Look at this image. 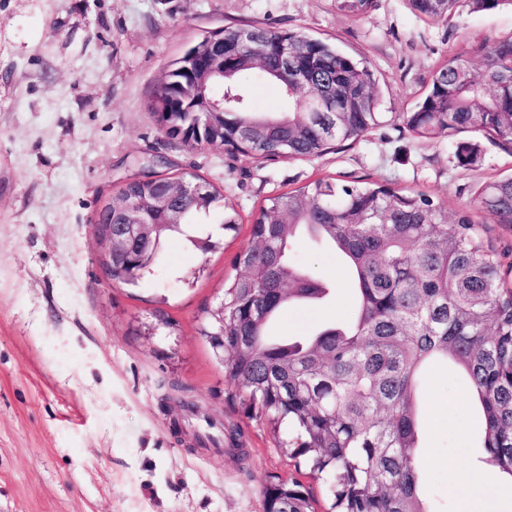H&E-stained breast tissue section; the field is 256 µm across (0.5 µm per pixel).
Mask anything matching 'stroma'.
<instances>
[{
    "instance_id": "1",
    "label": "stroma",
    "mask_w": 512,
    "mask_h": 512,
    "mask_svg": "<svg viewBox=\"0 0 512 512\" xmlns=\"http://www.w3.org/2000/svg\"><path fill=\"white\" fill-rule=\"evenodd\" d=\"M369 16L333 0H0V512H264L270 476L322 481L276 448L269 428L225 398L224 371L198 329L238 273L236 255L271 195L317 179L423 192L449 217L471 211L486 243L512 262V225L474 208L485 182L512 174V151L482 135L477 163L458 167L445 139L400 129L435 69L466 42L512 34V8L420 19L407 0H377ZM303 30L367 62L385 119L362 141L319 158L262 161L222 146L190 151L150 111L170 63L227 25ZM252 111L293 103L257 72L242 77ZM166 157L167 175H198L240 215L207 256L169 242L135 285L109 283L94 220L121 184ZM294 257L332 291L290 306L272 339L312 335L354 309L336 253L302 238ZM169 324L157 321L158 314ZM452 363L427 376L419 450L425 497L444 512H512V484L482 476L481 418ZM242 432V449L222 441ZM476 477L468 494L454 468Z\"/></svg>"
}]
</instances>
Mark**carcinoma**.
<instances>
[{"instance_id":"1","label":"carcinoma","mask_w":512,"mask_h":512,"mask_svg":"<svg viewBox=\"0 0 512 512\" xmlns=\"http://www.w3.org/2000/svg\"><path fill=\"white\" fill-rule=\"evenodd\" d=\"M461 0H408L420 17L441 20ZM377 0H335L336 10L367 16ZM255 40L217 66L226 76L185 95L187 77L172 71L150 110L168 136L183 144L209 139L189 112L224 107V146L258 159L319 157L353 144L382 123L379 90L368 66L302 30L252 25ZM297 55L302 82L280 86L293 111L264 115L249 109L239 78L242 59L274 56L283 43ZM482 60L475 68L471 59ZM328 91L334 112H311ZM411 136L432 141L478 132L512 149V35L479 39L448 56L432 74L415 107L398 116ZM461 167L475 164L479 146L456 141ZM148 173L127 182L118 200L158 228L112 258V278L136 285L174 238L205 253L221 240L197 230L199 216L220 215L237 231L239 214L210 182L195 176L176 224L154 210L165 183ZM479 210L512 224V176L483 183ZM306 235L346 262L358 305L348 323L294 341L272 342L267 326L281 309L328 295L325 281L289 258L292 241ZM241 273L224 287V382L227 401L241 402L278 437L285 455L304 458L324 477L331 512H432L419 496L422 469L419 386L426 367L443 359L466 376L483 420V463L494 479L512 480V287L499 256L467 212L448 221L431 196L386 185L318 178L266 199L254 217L250 243L236 257ZM265 512H315V497L297 479L277 475L264 488Z\"/></svg>"}]
</instances>
